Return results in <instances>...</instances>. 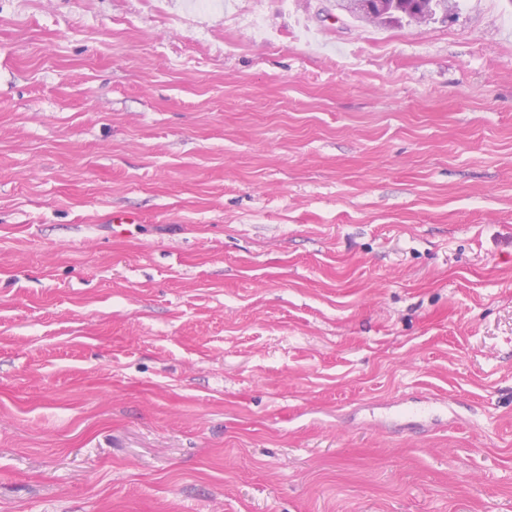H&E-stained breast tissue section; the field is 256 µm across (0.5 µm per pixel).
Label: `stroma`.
<instances>
[{
  "label": "stroma",
  "mask_w": 512,
  "mask_h": 512,
  "mask_svg": "<svg viewBox=\"0 0 512 512\" xmlns=\"http://www.w3.org/2000/svg\"><path fill=\"white\" fill-rule=\"evenodd\" d=\"M0 512H512V0H0ZM369 0H348L342 1L348 8L355 9L361 13H369L372 15L373 5H376L379 10L381 17L385 19L401 17V15L397 10H395L394 5L400 3L397 0H372L374 2H367ZM393 4L389 7V5Z\"/></svg>",
  "instance_id": "obj_1"
}]
</instances>
